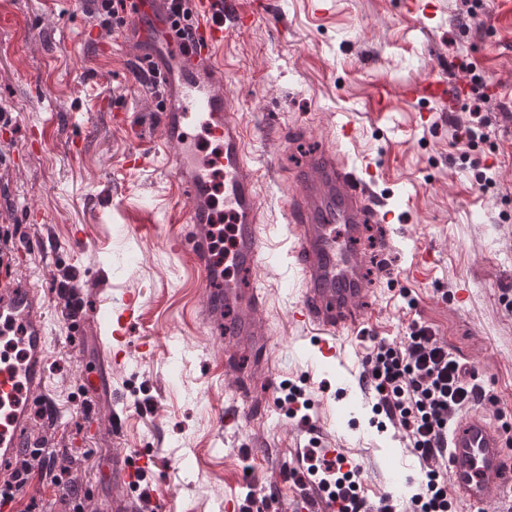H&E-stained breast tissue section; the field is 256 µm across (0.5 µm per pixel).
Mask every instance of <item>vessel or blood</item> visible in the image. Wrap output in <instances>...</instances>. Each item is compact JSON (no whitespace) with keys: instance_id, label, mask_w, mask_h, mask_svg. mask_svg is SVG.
<instances>
[{"instance_id":"1","label":"vessel or blood","mask_w":512,"mask_h":512,"mask_svg":"<svg viewBox=\"0 0 512 512\" xmlns=\"http://www.w3.org/2000/svg\"><path fill=\"white\" fill-rule=\"evenodd\" d=\"M192 39L184 41L166 9L158 4L140 8L130 24L139 37L156 34L163 40V59L147 58L162 98L156 144L168 148L166 161L187 193L185 217L191 226V254L205 272L201 314L206 324L224 334V368L237 387L248 385V373L269 375L265 360L273 336L263 316L266 297L253 276L266 256L259 173L247 158V132L237 119L238 99L224 89V66L219 54L225 37L248 27L253 17L239 0H196ZM469 89L468 82L448 83L431 78L404 85L409 97L447 104L456 111ZM218 143L217 165L198 155L194 129ZM354 129L342 123L337 150L313 153L296 171L295 191L283 207L288 267L300 284L292 320L315 331L321 366L345 368L344 336L360 331L369 321L371 300L378 296L387 271L367 278L366 256L356 241L365 225L381 226V254L395 248L390 220L393 212L376 190L378 173L351 164L344 150ZM224 193V213L233 226V241L224 261L212 251L216 215L210 206L215 189ZM59 301L73 324L84 316V298L77 283L59 290ZM129 298L112 319V342L105 347L96 372L97 387L107 390L112 370L121 366L125 338L137 312ZM46 301L41 292L17 275L0 280V327L17 331L25 358L13 366L0 356V491L14 493L16 471L22 464L38 469L46 451L31 432L33 409L45 387L49 353ZM255 358L250 371L237 361L240 347ZM512 451L502 428L490 423L482 407L460 417L448 438V472L458 499L467 512H512ZM152 454L121 452L112 460L110 476L125 487L139 486L155 466ZM339 504L326 495L298 496L297 512H338Z\"/></svg>"}]
</instances>
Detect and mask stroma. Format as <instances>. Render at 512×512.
I'll return each mask as SVG.
<instances>
[{"instance_id":"35a3bbf8","label":"stroma","mask_w":512,"mask_h":512,"mask_svg":"<svg viewBox=\"0 0 512 512\" xmlns=\"http://www.w3.org/2000/svg\"><path fill=\"white\" fill-rule=\"evenodd\" d=\"M265 2V14L224 41V89L239 100L248 159L260 170L270 258L259 278L277 339L271 380L252 383L267 399L249 421L233 422L242 398L224 375L223 340L199 315L202 275L184 247L186 201L162 158L141 168L125 161L157 133V89L125 43L113 42L107 58L79 44L91 20L88 0H0V10L23 21L18 30L0 28V104L20 115L12 139L21 154L0 169V216L23 248L19 275L47 302V389L56 405L55 419L35 417L32 430L57 468L70 470L67 488L86 512H110L129 496L107 480L106 467L113 454L136 449L158 456L144 485L170 490L171 512H221L225 495L245 505L266 490L267 512H290L289 462L305 430L283 401L291 383L304 389L311 419L330 421L329 440L361 464L364 497L387 496L397 512H411L423 480L417 457L379 426L371 403L351 394L343 376L318 365L302 328L290 324L296 283L280 231L288 173L333 146L342 122L356 129L350 160L381 169L379 190L395 205L394 275L372 322L346 342L350 366L361 367L368 348L419 320L475 367L500 401V426L512 427V314L503 295L512 289V24L496 22L490 9L473 28L463 0H434L430 19L407 15L401 0H333L325 14L313 0ZM463 55L503 84L500 99L482 105L489 137L466 160L452 138L465 107L449 117L441 104L397 93L406 81L460 80ZM424 112L433 115L430 125L420 121ZM42 125L45 147L23 153L29 130ZM80 135L86 147L76 155L70 144ZM473 161L496 170V190L478 192ZM31 208L45 223L31 221ZM78 228L86 247L72 244ZM418 251L432 255L420 279L410 272ZM69 278L84 291L77 326L58 300ZM460 288L469 298L458 305ZM129 295L140 298L139 319L112 372L111 409L94 424L84 411L86 379L99 364L101 329ZM148 336L154 351L145 357L138 346ZM380 453L403 464L407 481L389 488L374 480L368 465Z\"/></svg>"}]
</instances>
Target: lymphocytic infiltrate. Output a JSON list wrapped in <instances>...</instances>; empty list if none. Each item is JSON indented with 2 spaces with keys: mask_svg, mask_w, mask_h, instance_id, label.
Segmentation results:
<instances>
[{
  "mask_svg": "<svg viewBox=\"0 0 512 512\" xmlns=\"http://www.w3.org/2000/svg\"><path fill=\"white\" fill-rule=\"evenodd\" d=\"M362 375L375 411L384 414L419 460L425 481L414 499L415 512H456L448 494V430L475 404L496 411V396L431 326L416 320L400 340L366 353ZM303 457L309 462L308 475L318 479V490L332 491L342 500L340 512H364L366 502L352 472L320 468L318 447L306 449Z\"/></svg>",
  "mask_w": 512,
  "mask_h": 512,
  "instance_id": "lymphocytic-infiltrate-1",
  "label": "lymphocytic infiltrate"
}]
</instances>
